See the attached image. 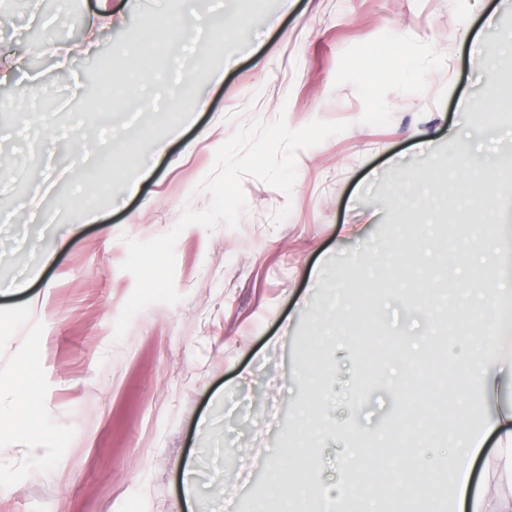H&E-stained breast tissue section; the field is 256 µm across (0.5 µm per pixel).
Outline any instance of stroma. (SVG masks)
<instances>
[{
  "instance_id": "stroma-1",
  "label": "stroma",
  "mask_w": 512,
  "mask_h": 512,
  "mask_svg": "<svg viewBox=\"0 0 512 512\" xmlns=\"http://www.w3.org/2000/svg\"><path fill=\"white\" fill-rule=\"evenodd\" d=\"M104 5L116 22L87 43ZM164 15L195 24L193 40L171 43L154 27ZM228 16L243 24L219 56ZM151 28L152 55L116 52ZM132 70L168 97L106 114L94 77L111 73L120 96ZM511 79L512 0H79L72 23L57 0H0V283L38 276L0 297V512H172L188 455L207 483L193 512H253L271 499L269 457L317 494L346 485L354 430L406 459L398 429L418 410L394 393L393 365L436 319L450 329L441 357L459 365L478 323L447 268L490 286L512 274L486 258L512 241V109L471 111ZM186 107L194 122L173 137ZM281 113L294 129L348 128L298 152L291 195L244 178L237 229L188 226L180 302L148 306L115 341L135 286L121 235L149 239L205 209L196 185L216 148ZM155 140L167 149L144 164ZM106 148L116 161L101 174ZM471 182L497 197L492 215L460 193ZM83 204L98 221L53 251ZM459 384L453 373L448 392H422L440 456L468 421L448 396ZM368 475L384 512H434L445 490L444 473L427 474L428 499L405 506L393 472Z\"/></svg>"
}]
</instances>
